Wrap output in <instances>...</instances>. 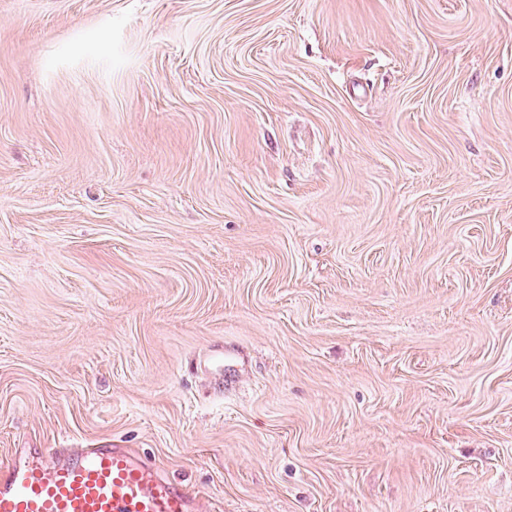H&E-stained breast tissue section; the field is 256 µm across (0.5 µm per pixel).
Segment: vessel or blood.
Listing matches in <instances>:
<instances>
[{"instance_id": "vessel-or-blood-1", "label": "vessel or blood", "mask_w": 512, "mask_h": 512, "mask_svg": "<svg viewBox=\"0 0 512 512\" xmlns=\"http://www.w3.org/2000/svg\"><path fill=\"white\" fill-rule=\"evenodd\" d=\"M0 512H202L132 448H55L40 460L15 449L0 466Z\"/></svg>"}]
</instances>
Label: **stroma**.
Masks as SVG:
<instances>
[{
  "label": "stroma",
  "instance_id": "obj_1",
  "mask_svg": "<svg viewBox=\"0 0 512 512\" xmlns=\"http://www.w3.org/2000/svg\"><path fill=\"white\" fill-rule=\"evenodd\" d=\"M101 443L512 512V0H0V460Z\"/></svg>",
  "mask_w": 512,
  "mask_h": 512
}]
</instances>
